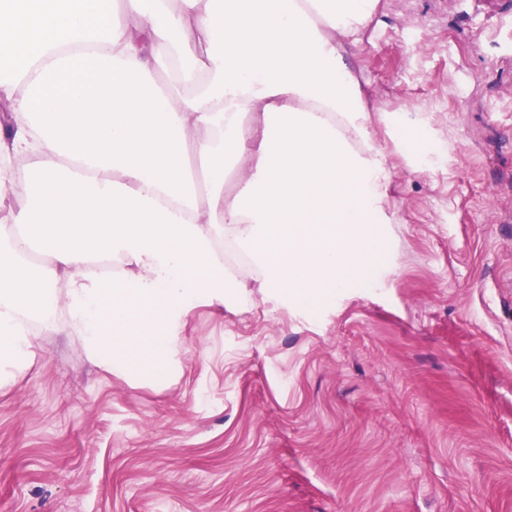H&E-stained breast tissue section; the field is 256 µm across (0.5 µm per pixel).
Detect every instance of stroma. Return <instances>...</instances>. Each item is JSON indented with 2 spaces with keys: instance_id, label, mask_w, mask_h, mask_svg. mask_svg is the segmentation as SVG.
<instances>
[{
  "instance_id": "1",
  "label": "stroma",
  "mask_w": 512,
  "mask_h": 512,
  "mask_svg": "<svg viewBox=\"0 0 512 512\" xmlns=\"http://www.w3.org/2000/svg\"><path fill=\"white\" fill-rule=\"evenodd\" d=\"M344 56L390 174L371 281L300 308L225 248L244 297L162 389L40 335L0 512H512V0H379Z\"/></svg>"
}]
</instances>
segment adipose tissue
<instances>
[{
    "instance_id": "ef3b65f1",
    "label": "adipose tissue",
    "mask_w": 512,
    "mask_h": 512,
    "mask_svg": "<svg viewBox=\"0 0 512 512\" xmlns=\"http://www.w3.org/2000/svg\"><path fill=\"white\" fill-rule=\"evenodd\" d=\"M376 0H0V390L68 336L166 387L187 319L238 282L310 306L370 273L387 179L344 41ZM29 160L17 178L12 159ZM241 174L224 189L228 165ZM111 256L109 277L89 271Z\"/></svg>"
}]
</instances>
